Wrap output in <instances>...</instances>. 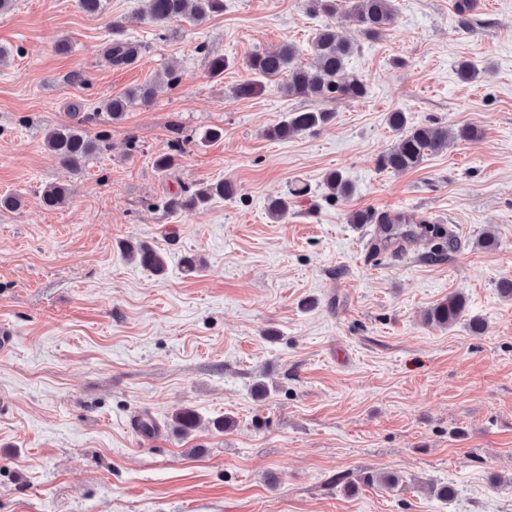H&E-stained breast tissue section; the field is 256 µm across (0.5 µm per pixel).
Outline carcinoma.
Here are the masks:
<instances>
[{"instance_id":"carcinoma-1","label":"carcinoma","mask_w":512,"mask_h":512,"mask_svg":"<svg viewBox=\"0 0 512 512\" xmlns=\"http://www.w3.org/2000/svg\"><path fill=\"white\" fill-rule=\"evenodd\" d=\"M315 13L334 14L340 4L349 5L347 13L360 34L366 38L380 37L394 22L395 8L393 0H310ZM478 8L477 0H456L457 22L462 27L470 25L471 15ZM224 12V0H146L145 20L155 26H166L174 21L185 22L191 26L200 25L215 14ZM112 39L104 48V57L114 67H124L135 57L141 56V46L123 38L122 23L114 20L109 24ZM357 46L354 42L341 37L331 26L318 30L311 41L313 64L307 69L294 66L295 45L289 43L275 52H257L245 62V66L254 79L238 85L241 96L253 94L260 86V79L273 78L288 74L284 85L287 95L309 101H320L322 108H307L289 113L288 118L268 130L273 140L292 139L305 132L331 124L336 119V104L343 101L364 98L369 93L367 80L352 64ZM203 54L208 72L213 77L224 75V70L232 66L227 58L210 54L205 47H199ZM153 95L148 84L127 91L121 96L105 102L104 110L112 120L121 119L127 109L140 102L146 103ZM95 119L85 116L77 123H60L47 131L45 146L52 156L62 164L78 172L87 158L102 149L100 141L89 138L82 124ZM388 127L397 134L395 144L376 159L381 171L402 173L418 168L425 158L448 145V141H476L483 130L473 125L451 127L436 123L409 125L408 116L402 110L387 114ZM176 152L158 157L155 165L162 171L176 168L184 157V148L175 143ZM325 184L334 198L350 195L348 180L339 171L326 175ZM234 188L231 183L220 180L216 183L190 192L181 190L167 197L163 207L170 213L190 211L215 198L231 195ZM68 188L63 184L52 183L45 187L41 199L44 208L54 209L64 202ZM350 224H378L386 242H401L414 238H426L432 243L428 258L432 262L444 260L461 248V239L446 231L441 225L425 221L419 227L406 223L398 217L393 221L373 210H354L348 215ZM127 255L142 268L161 273L165 270V255L158 248L146 242L129 244ZM466 298L458 293L434 305L426 314V321L438 326H450L458 322L465 314ZM177 427L187 433L197 426L198 417L194 410L184 408L173 416ZM336 483L343 484L348 490L356 489L360 483L366 485L381 484L394 487L399 477L392 473L376 472L365 469L359 477L352 480L350 474L336 476Z\"/></svg>"}]
</instances>
